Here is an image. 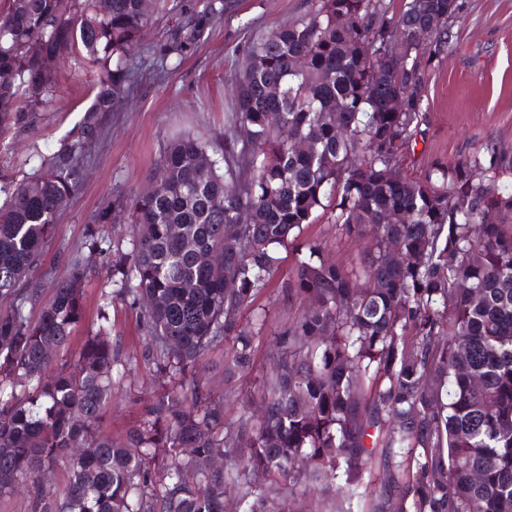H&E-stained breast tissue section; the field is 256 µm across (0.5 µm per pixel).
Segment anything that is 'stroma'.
<instances>
[{
	"instance_id": "35a3bbf8",
	"label": "stroma",
	"mask_w": 512,
	"mask_h": 512,
	"mask_svg": "<svg viewBox=\"0 0 512 512\" xmlns=\"http://www.w3.org/2000/svg\"><path fill=\"white\" fill-rule=\"evenodd\" d=\"M226 3L223 19L197 52L182 62L168 63L162 72L154 68L153 51L171 20L159 15L147 28L138 50L139 78L122 107L103 115V132L86 147L80 183L60 217L57 237L30 274L47 299L70 277L74 264H81L88 308L82 333L96 329L97 309L107 306L119 361L113 368L114 395L101 431L115 441L142 418L168 379L146 357L148 341L137 329L138 307L114 294L108 257L84 247L85 227L105 206L128 202L151 186L173 137L191 134L222 147L225 133L232 130V86L243 49L276 26L305 16L315 0ZM455 31L448 52L430 62L421 121L403 150V169L412 177H425L435 162L454 163L488 146L512 155V0H463ZM57 70L54 109L25 117L0 138V172L8 178L32 173L28 160L33 155L51 157L77 130L93 101L94 76L82 60L66 59ZM289 316L288 301L277 285L266 289L245 313V323L260 330L249 373L225 378L228 343L217 344L207 354L198 376L223 398L227 418L239 417L258 404L269 368L268 346Z\"/></svg>"
}]
</instances>
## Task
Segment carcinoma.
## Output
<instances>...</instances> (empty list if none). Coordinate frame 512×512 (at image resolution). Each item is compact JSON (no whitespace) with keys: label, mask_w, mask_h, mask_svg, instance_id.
I'll return each instance as SVG.
<instances>
[{"label":"carcinoma","mask_w":512,"mask_h":512,"mask_svg":"<svg viewBox=\"0 0 512 512\" xmlns=\"http://www.w3.org/2000/svg\"><path fill=\"white\" fill-rule=\"evenodd\" d=\"M162 3L8 0L0 13V134L53 103L65 56L90 64L96 88L78 139L26 178L0 180V495L25 480L27 512H224L231 488L243 512H310L305 494L351 496L377 461L396 475L374 512H512V158L491 148L423 179L393 177L420 123L426 66L455 37L448 13L462 4L451 0H318L244 49L235 125L249 137L227 135L219 159L190 135L170 141L161 178L129 200L131 252L102 233L111 207L87 225L85 247L112 257L147 356L172 382L122 443L99 434L117 362L110 314L99 308L98 329L60 366L85 318L83 270L35 319L25 308L41 288L28 275L56 237L98 113L131 91ZM223 17L224 0L186 6L157 59L196 52ZM427 25L433 41L410 60L368 56ZM321 209L339 242L367 241L355 261L302 238ZM290 239L298 255L279 288L299 313L274 338L265 414L228 422L198 364L229 341L224 376L252 368L243 314ZM210 251L224 273L199 263ZM61 464L65 486L52 493L43 478Z\"/></svg>","instance_id":"1"}]
</instances>
